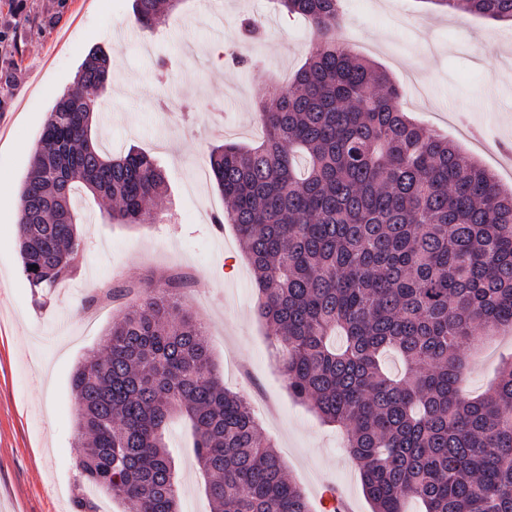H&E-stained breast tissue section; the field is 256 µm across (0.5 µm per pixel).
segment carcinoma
<instances>
[{
    "mask_svg": "<svg viewBox=\"0 0 512 512\" xmlns=\"http://www.w3.org/2000/svg\"><path fill=\"white\" fill-rule=\"evenodd\" d=\"M182 0H132L151 30ZM443 13L512 23V0H422ZM315 41L291 86H273L255 147L208 155L256 274L257 313L288 391L343 432L372 512H512V361L481 398L466 392L465 344L512 327V192L400 107V86L336 37L339 0H277ZM112 54L92 50L55 102L20 185L17 248L32 293L83 263L76 196L115 206L111 224H152L167 191L148 153L106 146L94 114ZM181 277L135 294L100 350L71 375L74 512L106 495L137 512H180L164 443L193 432L213 512H313L248 398L224 387L207 330L179 300ZM342 343L336 344V336ZM405 365L389 374L382 355Z\"/></svg>",
    "mask_w": 512,
    "mask_h": 512,
    "instance_id": "cac0c4a2",
    "label": "carcinoma"
}]
</instances>
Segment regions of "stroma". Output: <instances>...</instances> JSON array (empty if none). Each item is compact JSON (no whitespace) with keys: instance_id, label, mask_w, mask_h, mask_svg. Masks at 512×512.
I'll list each match as a JSON object with an SVG mask.
<instances>
[{"instance_id":"stroma-1","label":"stroma","mask_w":512,"mask_h":512,"mask_svg":"<svg viewBox=\"0 0 512 512\" xmlns=\"http://www.w3.org/2000/svg\"><path fill=\"white\" fill-rule=\"evenodd\" d=\"M340 31L358 54L380 63L403 89L402 105L448 136L505 189L512 168V25L468 14L431 12L421 0H343ZM262 25L243 40L240 17ZM0 25L14 39L0 50V512H72L74 463L82 452L70 377L96 350L123 304L83 307L94 290L136 286L163 272L191 275L183 307L208 331L226 387L250 396L263 433L290 476L318 503L338 487L353 512H371L359 471L335 427L288 393L256 313L257 290L207 167L216 143L257 139L258 105L270 84H288L313 38L310 24L272 0H184L156 29H142L131 0H0ZM112 52V83L100 91L113 150L135 147L165 172L167 193L154 224H109L82 194L85 262L50 298L34 296L16 249L19 184L54 101L95 47ZM244 57L233 64L230 53ZM467 390L484 393L512 333L464 349ZM180 484L181 512H211L192 438L182 422L167 431Z\"/></svg>"}]
</instances>
